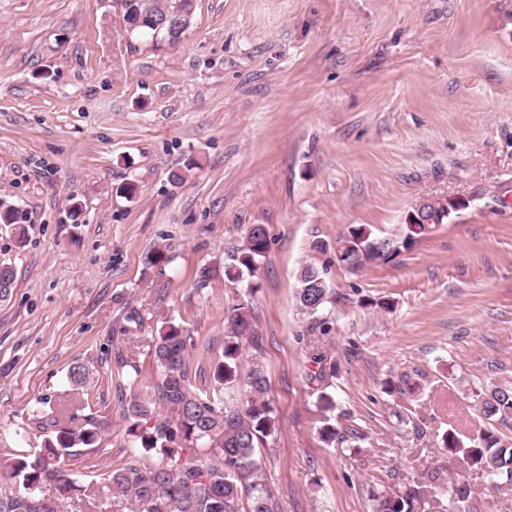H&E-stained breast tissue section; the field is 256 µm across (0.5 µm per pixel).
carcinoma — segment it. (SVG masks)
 Returning a JSON list of instances; mask_svg holds the SVG:
<instances>
[{
  "instance_id": "obj_1",
  "label": "carcinoma",
  "mask_w": 512,
  "mask_h": 512,
  "mask_svg": "<svg viewBox=\"0 0 512 512\" xmlns=\"http://www.w3.org/2000/svg\"><path fill=\"white\" fill-rule=\"evenodd\" d=\"M124 21H143L133 28L138 34H153L146 25L159 9L178 21L173 0H118ZM0 223L14 226L16 241H26V228L18 211L0 210ZM435 229L417 220L403 225L399 237H379L371 226L357 224L336 239L333 256L323 259L327 246L315 239L309 256L297 272V299L312 313L329 302L327 280L333 264L358 270L380 260L387 263ZM269 247L261 224L251 225L234 255V264L224 268L231 282L255 276ZM251 315L245 303L229 309L224 320V350L215 364L210 392L195 390L189 381L188 343L192 336L171 320L162 322L152 337L150 355L156 364L153 394H131L121 402V417L135 451L116 469L106 483L96 488L99 499L116 493L128 497L137 512H278V503L265 481L258 449L265 448L277 431L273 410L265 399L266 376L255 361L242 369L243 336ZM117 373L135 380L141 375L139 361L117 353ZM414 390L410 377L388 381L385 392L407 397ZM479 421L489 424L477 436L468 437L450 428L441 437V447L472 471L483 473L496 488L512 487V380L503 379L472 390ZM102 427L62 428L30 454L0 457V470L19 481L20 488L0 493V512H55V507L37 497L35 490L52 485L61 499L78 490L75 472L63 465L64 457L75 456L72 448L91 447ZM191 450L199 457L185 456ZM422 481L405 490L386 485L371 493L376 512H425L431 490L446 487L449 512H480L479 493L463 476L443 478L437 469L421 473Z\"/></svg>"
}]
</instances>
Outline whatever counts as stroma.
<instances>
[{
	"label": "stroma",
	"instance_id": "obj_1",
	"mask_svg": "<svg viewBox=\"0 0 512 512\" xmlns=\"http://www.w3.org/2000/svg\"><path fill=\"white\" fill-rule=\"evenodd\" d=\"M439 197L461 206L395 260L330 268L314 331L296 300L310 243L357 224L397 235ZM0 202L27 231L20 245L0 224L15 273L1 454L39 450L33 412L62 406L101 419L75 469L102 483L132 447L122 396L151 391L146 336L167 318L188 330L190 382L210 385L242 301L259 338L242 363L261 360L279 423L262 457L281 512H373L372 487L417 479V450L464 474L482 512H512L511 489L440 447L478 430L474 387L512 378V0H195L176 43L127 32L116 0H0ZM253 224L269 250L244 296L224 268ZM129 349L136 383L107 373ZM402 374L417 392L386 396ZM326 424L340 441L322 442Z\"/></svg>",
	"mask_w": 512,
	"mask_h": 512
}]
</instances>
